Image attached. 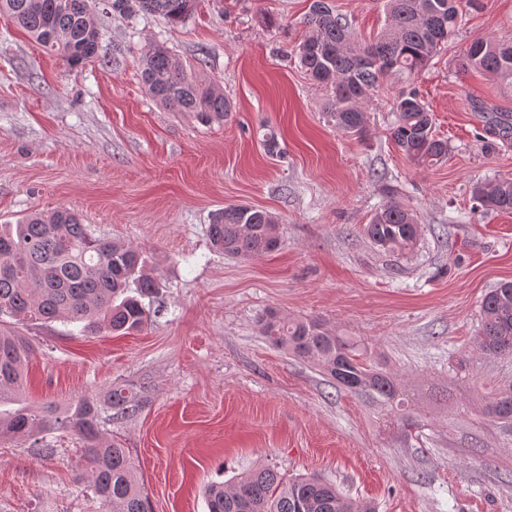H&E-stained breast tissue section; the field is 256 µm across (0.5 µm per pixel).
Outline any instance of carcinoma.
<instances>
[{"label":"carcinoma","mask_w":512,"mask_h":512,"mask_svg":"<svg viewBox=\"0 0 512 512\" xmlns=\"http://www.w3.org/2000/svg\"><path fill=\"white\" fill-rule=\"evenodd\" d=\"M120 15H160L171 25L184 23L198 0H104ZM388 23L371 43L358 42L346 20L321 0L305 17L308 34L298 45L301 67L328 92L327 115L337 128L361 136L366 131L364 103L387 76L409 79L448 45L461 22L458 0H387ZM91 0H0V13L56 52L70 65L102 57L101 34ZM461 71L481 69L512 88V42L479 38L458 63ZM141 78L147 93L175 112H195L204 122L222 120L232 110L221 89L188 72L172 51L159 44L144 49ZM396 121L390 137L415 165L448 157V140L436 135L434 119L414 92L393 102ZM492 140L512 138V112H499ZM476 210L512 211V180L476 184ZM363 227L377 247L412 250L419 225L412 208L394 191ZM212 246L225 254L260 258L280 245L279 220L272 213L240 205L216 212L209 225ZM159 288L138 250L94 236L77 214L65 207L35 212L16 224H0V314L18 320L66 319L91 331L116 335L142 330L150 319L143 299ZM266 340L290 355L313 363L336 387L389 409L404 424L400 384L373 366L364 345L338 336L314 319H292L270 312L262 324ZM478 343L492 357L512 355V282L488 292L480 306ZM32 348L22 336L0 330V437L37 438L54 429L72 430L83 440L95 494L106 512H151L144 487L135 476L128 451L103 439V425L136 416L148 387L118 384L64 407L43 409L21 404L24 363ZM16 404L18 408L6 409ZM484 411L491 420L512 424V385L492 394ZM208 512H375L368 501L345 498L316 476L285 481L275 469L257 467L227 483L205 489Z\"/></svg>","instance_id":"1"}]
</instances>
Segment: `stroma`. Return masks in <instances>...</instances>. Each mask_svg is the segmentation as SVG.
Listing matches in <instances>:
<instances>
[{
	"instance_id": "obj_1",
	"label": "stroma",
	"mask_w": 512,
	"mask_h": 512,
	"mask_svg": "<svg viewBox=\"0 0 512 512\" xmlns=\"http://www.w3.org/2000/svg\"><path fill=\"white\" fill-rule=\"evenodd\" d=\"M313 0H200L173 26L94 9L106 58L68 65L0 15V224L58 206L95 235L138 248L160 288L158 315L125 336L67 320L0 318L29 338L27 403L69 404L119 383H148L139 414L107 431L128 448L153 512H207L205 485L259 466L318 475L376 512H512V428L485 400L512 384V356L476 343L480 304L512 281V212L472 213L471 190L512 178V143L487 152L482 128L512 112V90L456 62L471 41H512V0L465 8L458 35L410 83L390 78L356 138L326 114L327 95L296 49ZM371 40L385 0H328ZM160 42L233 110L222 122L173 112L142 83L144 46ZM413 85L447 159L416 166L389 137L392 104ZM281 155L266 153L265 130ZM390 186L416 210L408 254L362 229ZM228 204L280 220L261 258L214 250ZM316 319L368 349L400 380L409 430L272 346L268 312ZM0 437V512H104L71 433Z\"/></svg>"
}]
</instances>
